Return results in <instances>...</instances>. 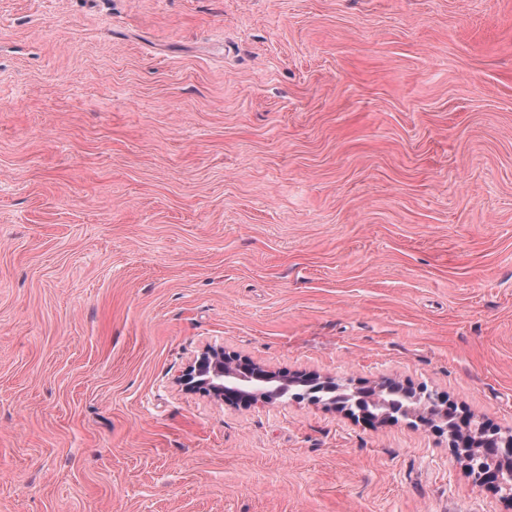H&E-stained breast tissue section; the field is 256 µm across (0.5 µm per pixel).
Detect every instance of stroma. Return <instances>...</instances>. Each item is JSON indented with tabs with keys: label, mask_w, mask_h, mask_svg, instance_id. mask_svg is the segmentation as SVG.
Returning a JSON list of instances; mask_svg holds the SVG:
<instances>
[{
	"label": "stroma",
	"mask_w": 512,
	"mask_h": 512,
	"mask_svg": "<svg viewBox=\"0 0 512 512\" xmlns=\"http://www.w3.org/2000/svg\"><path fill=\"white\" fill-rule=\"evenodd\" d=\"M209 347L512 433V0H0V512H512ZM206 365L210 366L207 378L195 379ZM315 376L277 375L258 362L227 355L223 348H208L190 366L183 381L189 388L204 389L227 405L248 408L258 403L272 404L288 396V380L292 377L319 381Z\"/></svg>",
	"instance_id": "stroma-1"
}]
</instances>
